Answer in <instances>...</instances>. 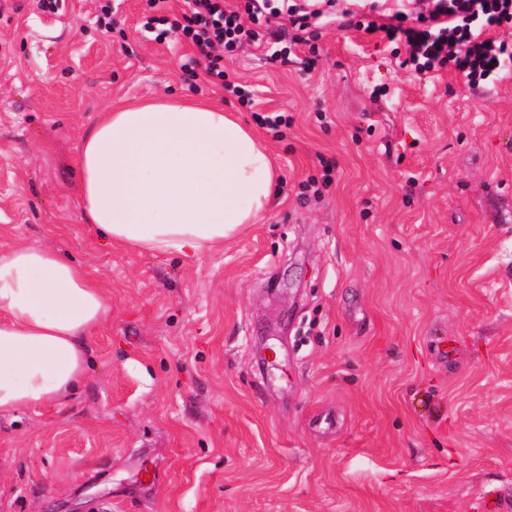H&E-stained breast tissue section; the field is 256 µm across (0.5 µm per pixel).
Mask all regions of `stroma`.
Masks as SVG:
<instances>
[{
    "label": "stroma",
    "mask_w": 512,
    "mask_h": 512,
    "mask_svg": "<svg viewBox=\"0 0 512 512\" xmlns=\"http://www.w3.org/2000/svg\"><path fill=\"white\" fill-rule=\"evenodd\" d=\"M0 0V252L51 243L111 297L89 378L0 414V512H512V73L471 88L335 21L315 68L244 45L242 107L184 78L146 0ZM223 97L280 173L195 263L108 245L76 157L109 105ZM335 163L323 183L324 161Z\"/></svg>",
    "instance_id": "1"
}]
</instances>
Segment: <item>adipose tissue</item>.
<instances>
[{
	"instance_id": "obj_1",
	"label": "adipose tissue",
	"mask_w": 512,
	"mask_h": 512,
	"mask_svg": "<svg viewBox=\"0 0 512 512\" xmlns=\"http://www.w3.org/2000/svg\"><path fill=\"white\" fill-rule=\"evenodd\" d=\"M83 219L111 246L196 262L268 209L270 153L218 103H125L83 134ZM110 308L102 282L52 245L0 253V412L61 404L86 379Z\"/></svg>"
}]
</instances>
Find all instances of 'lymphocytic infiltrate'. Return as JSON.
<instances>
[{"label": "lymphocytic infiltrate", "mask_w": 512, "mask_h": 512, "mask_svg": "<svg viewBox=\"0 0 512 512\" xmlns=\"http://www.w3.org/2000/svg\"><path fill=\"white\" fill-rule=\"evenodd\" d=\"M271 0H243L239 5L224 0H183L180 20L169 21L158 14L160 0H147L151 10L142 25L165 42L169 33L180 32L193 49L182 68L189 78L206 74L241 106L252 107L248 85L231 77L224 68L226 56L236 53L244 43L257 41L267 29L276 10ZM512 25V0H437L429 15L417 17L413 26L378 24L369 20L364 30L384 33L387 39L405 38L408 62L417 72H431L453 66L469 85L499 80L512 62V42L487 37L486 32Z\"/></svg>", "instance_id": "obj_1"}]
</instances>
